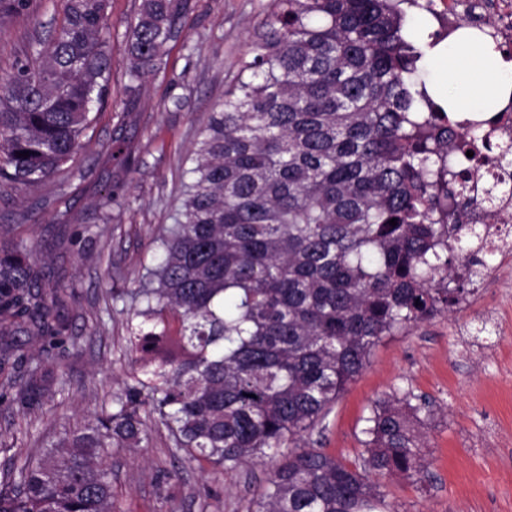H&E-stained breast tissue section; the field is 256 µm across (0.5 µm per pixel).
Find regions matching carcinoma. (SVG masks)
<instances>
[{
    "label": "carcinoma",
    "mask_w": 512,
    "mask_h": 512,
    "mask_svg": "<svg viewBox=\"0 0 512 512\" xmlns=\"http://www.w3.org/2000/svg\"><path fill=\"white\" fill-rule=\"evenodd\" d=\"M29 2L0 0V22ZM417 5L270 0L203 123L159 262L118 293L130 302L129 360L141 377L113 394L112 409L14 465L0 512H124L112 449L149 444L150 418L191 460L227 473L269 464L252 512H379L385 492L371 474L424 470L414 421L428 403L411 392L375 404L357 463L304 444L378 345L456 309L488 269L471 249V208L494 219L497 195L491 187L474 204L456 170L492 147L481 131L458 130L417 79L438 43L405 33ZM108 7L67 0L38 63L0 77L1 183L37 185L82 148L112 66ZM183 8L141 0L126 36L130 97L161 68ZM62 292L33 244L0 242V371L20 359L18 334L69 338ZM61 384L53 367L30 362L0 387V405L36 414Z\"/></svg>",
    "instance_id": "carcinoma-1"
}]
</instances>
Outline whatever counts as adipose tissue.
Wrapping results in <instances>:
<instances>
[{
    "instance_id": "1",
    "label": "adipose tissue",
    "mask_w": 512,
    "mask_h": 512,
    "mask_svg": "<svg viewBox=\"0 0 512 512\" xmlns=\"http://www.w3.org/2000/svg\"><path fill=\"white\" fill-rule=\"evenodd\" d=\"M431 79L457 111L481 112L512 90V65L503 64L491 46L478 52L459 47L434 66Z\"/></svg>"
}]
</instances>
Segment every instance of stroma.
<instances>
[{"mask_svg":"<svg viewBox=\"0 0 512 512\" xmlns=\"http://www.w3.org/2000/svg\"><path fill=\"white\" fill-rule=\"evenodd\" d=\"M67 0H31L0 26V74L32 58L59 25ZM140 0H109L112 70L73 162L33 188L0 185V229L37 244L50 282L65 288L72 339L17 336L25 359L59 370L65 385L42 412L0 406V435L38 455L65 428L93 419L132 375L122 302L153 267L158 233L173 223L203 119L224 98L255 40L269 0H187L166 64L146 77L137 101L127 90L126 31ZM71 224L59 232L57 214ZM487 287L467 306L387 338L308 438L310 447L353 460L374 402L409 391L429 404L417 427L421 478L385 474L387 512H512V264L490 258ZM149 446L112 451V485L125 512H246L266 483L256 464L233 473L187 461L153 426ZM175 473L163 482L165 473ZM210 488L203 497L202 488Z\"/></svg>","mask_w":512,"mask_h":512,"instance_id":"obj_1","label":"stroma"}]
</instances>
